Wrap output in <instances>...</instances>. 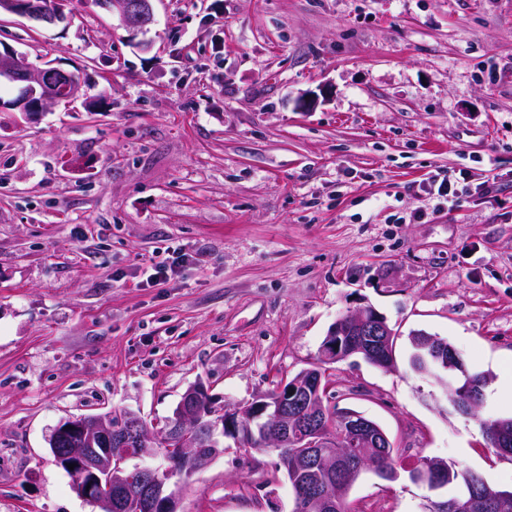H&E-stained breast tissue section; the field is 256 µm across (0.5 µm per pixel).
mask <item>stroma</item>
Instances as JSON below:
<instances>
[{"instance_id":"obj_1","label":"stroma","mask_w":512,"mask_h":512,"mask_svg":"<svg viewBox=\"0 0 512 512\" xmlns=\"http://www.w3.org/2000/svg\"><path fill=\"white\" fill-rule=\"evenodd\" d=\"M151 51L95 0L0 18L29 61L81 69L84 106L0 110V512H94L46 436L69 416L160 429L201 382L253 401L318 358L348 309L398 331L385 370L329 367L341 408L409 460L512 487L479 418L512 365V0H156ZM457 194L440 201L443 177ZM187 256L163 286L147 268ZM444 338L485 376L478 418L410 364ZM363 473L357 512L446 498ZM277 454L228 448L181 512H293Z\"/></svg>"}]
</instances>
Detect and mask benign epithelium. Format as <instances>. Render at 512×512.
<instances>
[{
  "label": "benign epithelium",
  "mask_w": 512,
  "mask_h": 512,
  "mask_svg": "<svg viewBox=\"0 0 512 512\" xmlns=\"http://www.w3.org/2000/svg\"><path fill=\"white\" fill-rule=\"evenodd\" d=\"M67 0H0V15L11 14L47 25L68 20ZM98 5L116 14L133 34L145 33L154 24L153 0H98ZM15 86L17 94L0 100L25 114L53 107H70L86 96L87 79L79 70H65L49 62H28L13 48L0 49V83ZM395 332L387 319L371 307L349 310L331 327L321 354L310 367L289 382L261 395L254 402L218 412L201 385L188 388L168 421L167 433L175 448H158L141 415L128 410L119 415H81L59 421L48 436L56 462L74 465L72 488L77 496L96 505L100 512H113L123 504L133 512H180L184 487L170 486L172 473L189 479L206 470L231 440L237 448L251 441L261 449L298 448L293 466L330 473L347 468L337 448H382L388 438L374 422L349 411L340 424H326L332 413L326 403L327 385L322 369L360 354L389 368L393 365ZM413 355L419 357V372L434 375L454 372L461 364L446 341L423 331L410 334ZM164 454L167 468L147 464ZM344 488L336 495L299 490L304 512H335Z\"/></svg>",
  "instance_id": "1"
}]
</instances>
